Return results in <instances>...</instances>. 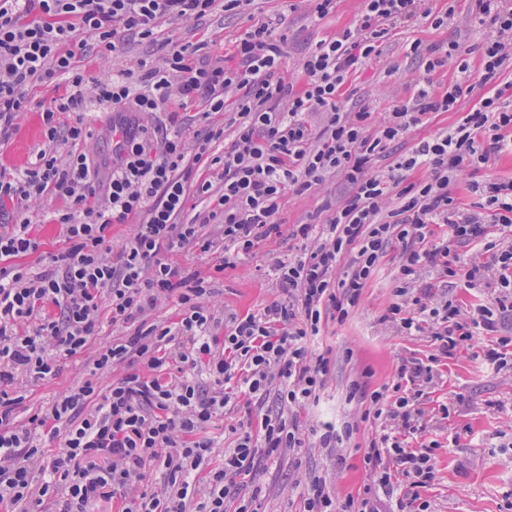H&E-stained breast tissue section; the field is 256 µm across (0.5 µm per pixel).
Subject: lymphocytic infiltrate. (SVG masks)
I'll return each mask as SVG.
<instances>
[{"label":"lymphocytic infiltrate","instance_id":"obj_1","mask_svg":"<svg viewBox=\"0 0 512 512\" xmlns=\"http://www.w3.org/2000/svg\"><path fill=\"white\" fill-rule=\"evenodd\" d=\"M216 0H0V139L8 138L29 106L32 81L50 82L62 93L42 113L49 140H56L57 116L82 112L88 103L127 114L166 112L171 133L160 142L135 122L121 126L111 160L79 146L89 139L82 122L67 131V155L40 150L20 172L0 169V211L20 208L32 194L50 192L74 208L58 222L61 250L49 256V270L30 273L12 258L38 251L27 219L0 230V504L21 512H43L59 498L58 512H94L119 500L118 512H260L255 497L235 498L251 481L261 458L278 457L304 443L298 410L320 400L331 372L328 353L311 348L324 321L344 323L365 288L379 273L392 244H399L396 300L383 319L413 336H431L446 357L474 337L496 334L484 348L485 368L501 373L512 366V336H498L512 314V179L470 184L475 202L462 210L451 186L462 169L491 167L512 154V6L506 0H473L477 23L489 34L480 46V76H468L469 47L451 42L425 54L435 72L455 64L463 79L438 93L420 85L412 98L394 105L381 122L368 108L352 109L344 87L350 76L379 56L391 31L418 18L435 28L448 13L427 0H364L355 28L320 40L293 79L282 68L285 36L258 22L236 41L237 68L195 65L202 43L168 41L163 65L141 64L138 76L120 71L94 77L78 62L95 40L101 54L117 52L126 33L152 37L160 20L200 23ZM478 104L463 110L465 99ZM202 100L210 111L233 107L237 134L222 155L224 191L212 197L207 173L185 167L186 144L179 110ZM460 112L448 130L422 140L410 154L375 171L374 162L392 142L431 112ZM326 114L312 131L304 116ZM424 178L410 180V172ZM343 177L350 193L320 224H296L299 241L292 259L274 264L283 299L263 312L233 318L223 335L201 299L204 278L170 261L192 247L210 253L201 225L222 219L221 267L236 265L264 239L280 234L287 193L302 194L325 174ZM195 181V194L186 184ZM394 200L385 210L386 200ZM213 209L179 218L193 202ZM135 221L133 236L112 244V227ZM439 269L449 278L464 275L469 287L493 291L487 304L464 308L448 300L434 304L430 292H415L422 270ZM176 300L179 309L166 324L150 322L158 303ZM134 324L120 340L95 350L84 381L43 412L19 422L23 381L55 375L59 361L86 352L102 322ZM176 365V374L163 369ZM204 371L201 387L195 371ZM114 377L99 392L102 374ZM435 376L432 364L405 360L392 384L360 392L362 421L383 429L360 453L368 483L357 495L339 498L317 479L301 493L298 512H379L380 494L403 490L397 512H429L419 490L435 479L431 446H410L424 430L422 387ZM275 400L280 411L262 407ZM243 405L246 418L232 427L231 448L221 463L212 458L206 435L214 415ZM58 442L48 479L35 468L41 439ZM161 471L152 492L141 489L148 474Z\"/></svg>","mask_w":512,"mask_h":512}]
</instances>
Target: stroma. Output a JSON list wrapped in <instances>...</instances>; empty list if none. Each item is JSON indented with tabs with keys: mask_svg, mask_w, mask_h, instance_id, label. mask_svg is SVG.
Returning <instances> with one entry per match:
<instances>
[{
	"mask_svg": "<svg viewBox=\"0 0 512 512\" xmlns=\"http://www.w3.org/2000/svg\"><path fill=\"white\" fill-rule=\"evenodd\" d=\"M470 0H433L434 10L454 7L447 28L435 29L429 20L418 19L394 29L380 57L367 62L347 85L354 107L370 108L374 120H382L392 106L412 97L416 87L430 82L436 91L446 90L457 79L454 70L427 73L420 57L409 54L411 43L430 48L451 41L468 46L478 45L485 35L475 27L470 15ZM363 0H337L336 7L324 18L306 15L303 9H292L291 0H248L239 12L225 11L217 0L213 11L200 26L163 20L153 39L132 36L111 57L100 56L97 46H90L80 66L94 76H108L113 70L137 71L139 61L162 64L168 40L205 41L204 60L224 61L234 66L231 49L236 40L255 21L271 24L285 33L283 66L296 71L302 58L321 39L332 37L354 27L360 17ZM59 92L55 85L33 82L27 88L29 107L17 122L8 140L0 141V166L10 171L23 169L35 154L47 148L49 141L42 113ZM203 101L185 104L181 115L186 123V164L194 166L196 143L210 131H222L223 137L212 145L222 152L236 134L238 122L234 110H226L200 119L206 112ZM84 122L92 131L86 147L102 159L112 157V127L119 116L114 112L88 108ZM459 118L455 112L426 115L404 138L393 144L388 162L407 155L423 138L448 129ZM350 186L335 174H326L321 185L298 195L288 194L281 210L282 223L306 224L311 219H324V207L348 195ZM70 201L51 194L31 196L23 203L26 218L41 246L39 253L19 258L18 263L33 272L48 267L46 257L63 245L58 214L69 210ZM297 240L281 235L259 243L257 248L235 267L219 269V254H201L192 249L174 253L173 261L189 271H201L209 280L211 292L206 304L220 323L232 316L257 313L272 300L281 298L273 262L288 260L298 252ZM398 265L387 261L376 279L366 288L360 304L344 323L328 321L321 328L319 343L331 353L333 370L318 405L300 411L304 428L330 421L336 424L355 422L359 430L352 441L363 444L379 433L380 428L361 422L362 407L349 398L353 383L373 390L392 382L404 359H428L436 352L430 336H407L381 317L394 302ZM488 336H478L472 347L459 349L453 357L440 359L438 378L428 385L425 397L424 423L426 440L438 441L432 457L436 479L423 488L421 496L431 504L432 512H512V383L487 371L476 359L475 352L491 344ZM91 364L87 355L67 357L60 361V371L47 380L27 385L25 405L28 413L45 409L56 397L66 393L84 379ZM325 479L328 488L338 495L356 492L367 481L358 453L322 448L307 442L277 459L262 460L249 485L257 493L264 512H295L303 485L316 478Z\"/></svg>",
	"mask_w": 512,
	"mask_h": 512,
	"instance_id": "1",
	"label": "stroma"
}]
</instances>
